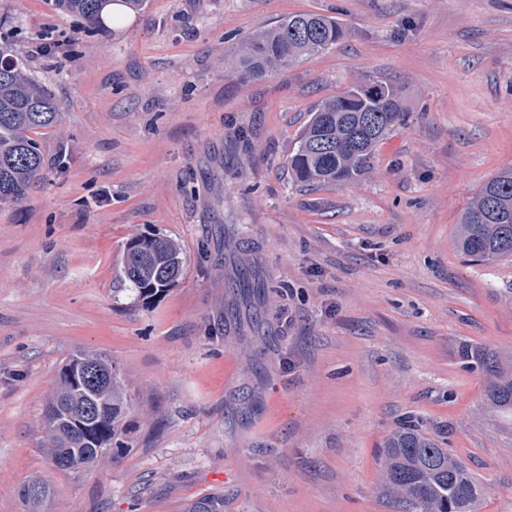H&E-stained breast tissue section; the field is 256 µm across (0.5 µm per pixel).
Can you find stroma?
I'll return each instance as SVG.
<instances>
[{"label": "stroma", "mask_w": 512, "mask_h": 512, "mask_svg": "<svg viewBox=\"0 0 512 512\" xmlns=\"http://www.w3.org/2000/svg\"><path fill=\"white\" fill-rule=\"evenodd\" d=\"M345 38L261 80L224 66L288 15ZM62 114L47 168L0 206V512L47 480V512H398L384 441L420 418L512 512V419L460 342L512 351V258L464 262L456 224L512 167V0H147L120 30L53 0H0V34ZM57 47L33 51L44 37ZM405 121L373 168L308 190L286 161L310 111L366 81ZM176 240L183 274L143 299L126 242ZM250 267L265 289L228 288ZM79 350L112 358L132 447L80 472L42 449L46 403Z\"/></svg>", "instance_id": "35a3bbf8"}]
</instances>
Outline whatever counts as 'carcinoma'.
Masks as SVG:
<instances>
[{
    "instance_id": "obj_1",
    "label": "carcinoma",
    "mask_w": 512,
    "mask_h": 512,
    "mask_svg": "<svg viewBox=\"0 0 512 512\" xmlns=\"http://www.w3.org/2000/svg\"><path fill=\"white\" fill-rule=\"evenodd\" d=\"M111 0H55L58 9L99 21ZM343 26L318 13H299L252 32L228 61L242 79H263L304 58L329 49L344 37ZM401 92L392 84L356 85L316 106L301 129L287 160L288 173L302 186L336 185L368 173L376 146L404 120ZM60 118L49 90L28 74L24 59L0 45V204L25 199L31 184L41 177L49 160L37 135L54 127ZM456 248L466 261L481 263L512 257V168L486 182L459 217ZM182 249L173 240L135 236L126 245L123 279L144 298L175 284L183 269ZM229 287L248 298L259 284L248 269ZM457 357L463 368L486 379L490 406L512 416V353L464 341ZM80 364L100 372L115 371L108 357L77 351L61 369L45 415L44 451L52 463L63 455L70 470L97 466L125 447L120 421L127 395L120 380L80 386L67 370ZM386 485L402 512H480L484 487L473 481L465 464L440 447L413 423V416L387 437L383 446ZM52 496L48 481L30 480L21 489L26 512H45ZM185 512H224V497L209 496Z\"/></svg>"
}]
</instances>
